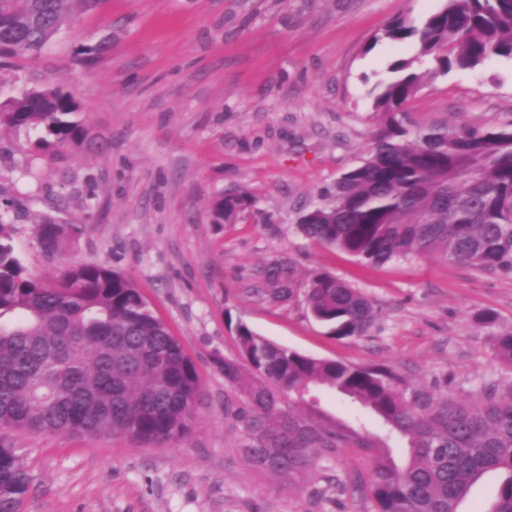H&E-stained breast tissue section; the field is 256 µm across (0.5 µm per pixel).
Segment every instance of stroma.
Wrapping results in <instances>:
<instances>
[{
  "label": "stroma",
  "instance_id": "stroma-1",
  "mask_svg": "<svg viewBox=\"0 0 512 512\" xmlns=\"http://www.w3.org/2000/svg\"><path fill=\"white\" fill-rule=\"evenodd\" d=\"M442 0H107L76 15L36 58L0 66V102L58 80L78 101L105 154L73 148L50 159L39 133L0 131V190L15 199L16 249L28 272L57 275L34 220L82 224L73 258L126 274L196 364L203 397L189 434L163 446L120 434L11 430L32 478L22 512H371L357 487L372 459L356 448L293 479L254 471L224 416L223 360L236 358V322L288 349L352 365L388 364L414 383L443 380L477 401L512 391L480 314L512 327V276L428 257L372 266L298 230L301 214L366 157L381 117L370 91L404 45L374 43L388 21L419 20ZM109 42L89 63L77 50ZM421 126L512 125V60L495 58L427 81L408 105ZM254 206L212 224L219 193ZM299 272L294 296L258 293L277 257ZM330 272L378 312L362 337L339 339L311 316L310 274ZM312 417L400 447L369 409L326 389Z\"/></svg>",
  "mask_w": 512,
  "mask_h": 512
}]
</instances>
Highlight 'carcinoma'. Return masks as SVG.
Here are the masks:
<instances>
[{"instance_id":"cac0c4a2","label":"carcinoma","mask_w":512,"mask_h":512,"mask_svg":"<svg viewBox=\"0 0 512 512\" xmlns=\"http://www.w3.org/2000/svg\"><path fill=\"white\" fill-rule=\"evenodd\" d=\"M107 0H0V62L35 56L74 17ZM408 43L372 90L382 115L368 157L343 173L328 202L302 214L307 238L370 264L410 256L442 258L512 275V128L414 127L406 104L429 79L454 68L512 59V0H444L419 21L399 17L374 36ZM34 129L35 148L108 149L91 134L80 105L55 82L0 104V131ZM254 205L246 191L216 196L212 224H232ZM0 213V431L119 433L164 445L187 436L202 399L195 363L136 284L105 263L72 260L49 280L28 274L15 248L18 227ZM82 224L50 217L34 235L50 256L68 251ZM297 272L285 259L261 270V293L293 297ZM312 316L339 339L365 335L377 318L360 290L328 272L307 289ZM240 354L224 360L233 396L224 415L240 430L243 460L262 473L314 468L344 448L372 454V512H460L472 486L500 476L484 512H512V392L491 389L472 405L436 382H406L389 365L353 366L277 345L247 324L234 328ZM512 368V328L489 336ZM370 409L405 442L396 455L307 416L314 388ZM31 491L22 449L0 437V512H20Z\"/></svg>"}]
</instances>
